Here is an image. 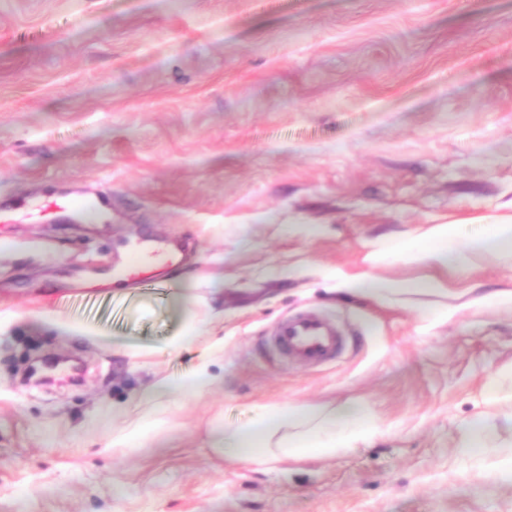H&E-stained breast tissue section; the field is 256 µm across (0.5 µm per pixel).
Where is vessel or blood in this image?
I'll list each match as a JSON object with an SVG mask.
<instances>
[{
	"mask_svg": "<svg viewBox=\"0 0 512 512\" xmlns=\"http://www.w3.org/2000/svg\"><path fill=\"white\" fill-rule=\"evenodd\" d=\"M109 203L101 192H85L78 196L62 194L35 202L26 200L0 202V222L12 217L15 210L29 207L40 212H55L62 217H74L83 222L96 221ZM273 346L285 356L309 364L324 363L338 357L342 350L339 336L325 322L319 319L295 317L285 320L273 332Z\"/></svg>",
	"mask_w": 512,
	"mask_h": 512,
	"instance_id": "1",
	"label": "vessel or blood"
}]
</instances>
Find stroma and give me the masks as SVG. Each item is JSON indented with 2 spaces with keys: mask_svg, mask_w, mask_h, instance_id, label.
Masks as SVG:
<instances>
[{
  "mask_svg": "<svg viewBox=\"0 0 512 512\" xmlns=\"http://www.w3.org/2000/svg\"><path fill=\"white\" fill-rule=\"evenodd\" d=\"M85 184L96 223H0V512H512V249L375 257L512 225V0H0V198ZM146 244L172 256L128 280ZM364 274L440 286L345 289ZM298 314L338 358L270 346ZM48 356L79 382L35 385ZM202 368L207 392L151 395ZM349 398L357 448L212 449ZM433 245L421 249L416 246H389L381 253L412 254L442 268H454L466 259L467 253L483 251L490 243L512 245V225L496 224L490 233H482L462 239L458 225L439 224L431 231Z\"/></svg>",
  "mask_w": 512,
  "mask_h": 512,
  "instance_id": "obj_1",
  "label": "stroma"
}]
</instances>
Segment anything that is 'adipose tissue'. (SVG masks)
<instances>
[{"mask_svg": "<svg viewBox=\"0 0 512 512\" xmlns=\"http://www.w3.org/2000/svg\"><path fill=\"white\" fill-rule=\"evenodd\" d=\"M433 244L426 248L406 246V253L442 268H453L467 254L489 244L512 245V225L497 224L490 232L462 238L454 224H439L431 231ZM373 430L360 403L348 400L335 406L315 408L297 403L261 407L245 428L225 430L213 449L224 457L243 462L298 464L354 448Z\"/></svg>", "mask_w": 512, "mask_h": 512, "instance_id": "1", "label": "adipose tissue"}]
</instances>
